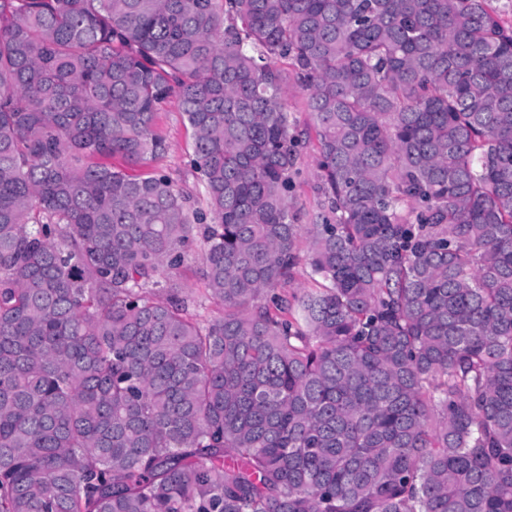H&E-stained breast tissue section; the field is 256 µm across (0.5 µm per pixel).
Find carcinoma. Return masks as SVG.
<instances>
[{
    "label": "carcinoma",
    "instance_id": "cac0c4a2",
    "mask_svg": "<svg viewBox=\"0 0 512 512\" xmlns=\"http://www.w3.org/2000/svg\"><path fill=\"white\" fill-rule=\"evenodd\" d=\"M489 2L0 0V512H512V27ZM278 57L333 213L307 228L319 288L291 287ZM173 97L206 325L150 291L205 220L136 172Z\"/></svg>",
    "mask_w": 512,
    "mask_h": 512
}]
</instances>
